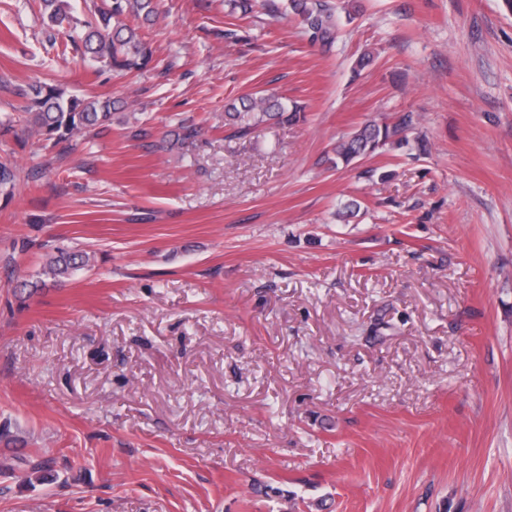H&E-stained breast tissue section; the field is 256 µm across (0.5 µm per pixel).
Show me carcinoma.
Masks as SVG:
<instances>
[{"mask_svg": "<svg viewBox=\"0 0 512 512\" xmlns=\"http://www.w3.org/2000/svg\"><path fill=\"white\" fill-rule=\"evenodd\" d=\"M289 8L299 16L312 40L324 45L338 37L340 22L318 0H289ZM40 8L48 31L68 25V42L72 48L96 63L95 72L114 69L127 73L147 70L153 62V50L134 28L123 22L128 16L151 21L154 14L152 0H104V6L95 10L91 20L78 26L73 23L70 0H40ZM27 98L26 112L30 130L46 141L56 144L69 142L98 128L112 124V100H88L71 95L63 89L47 84H34L22 92ZM297 109H288L273 97L246 96L239 103L225 106L224 125L236 129L240 135L265 121L289 122L296 118ZM399 124L388 125L368 121L336 143V159L346 164L375 153L391 144H403ZM88 252L59 247L48 254L42 278L27 282L21 288L32 295L49 285H63L77 270L89 265Z\"/></svg>", "mask_w": 512, "mask_h": 512, "instance_id": "cac0c4a2", "label": "carcinoma"}]
</instances>
